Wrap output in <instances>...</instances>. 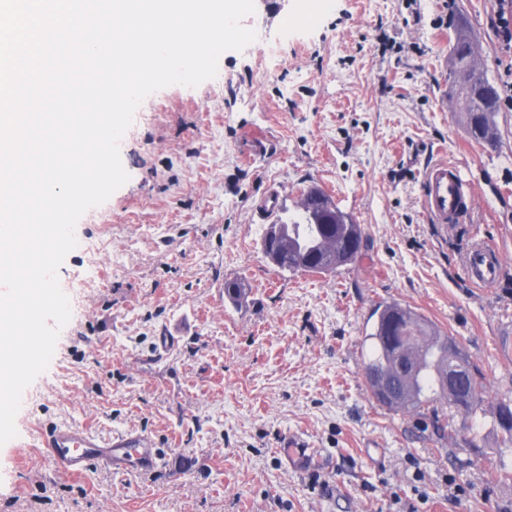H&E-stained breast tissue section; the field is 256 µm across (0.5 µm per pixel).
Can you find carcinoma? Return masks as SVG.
<instances>
[{"label":"carcinoma","mask_w":512,"mask_h":512,"mask_svg":"<svg viewBox=\"0 0 512 512\" xmlns=\"http://www.w3.org/2000/svg\"><path fill=\"white\" fill-rule=\"evenodd\" d=\"M475 48L462 31L455 34L451 56L456 66L454 77L457 92L466 103L468 134L478 144L493 145L496 115L500 109L496 85L484 70L475 67ZM307 203L286 215L281 234L274 248L283 257L278 265L293 274H325L352 263L361 254L364 228L352 215L343 211L321 189L311 187L304 191ZM373 322L365 340L370 342V353L363 369L367 386L376 402L388 409L419 412L432 409L433 433L442 432L434 405L446 403L454 411L465 408V419L476 420L485 401L482 378L469 368L465 387L477 395L467 404L461 397L445 388L442 372L448 359V341L431 321L417 311L392 302L380 304L372 312ZM410 343L420 348L415 371L400 377L395 370L396 348ZM395 380V390L386 391L381 380ZM494 427L500 429L503 443L512 447V403L501 402L493 417Z\"/></svg>","instance_id":"obj_1"}]
</instances>
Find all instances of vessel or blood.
<instances>
[{
  "mask_svg": "<svg viewBox=\"0 0 512 512\" xmlns=\"http://www.w3.org/2000/svg\"><path fill=\"white\" fill-rule=\"evenodd\" d=\"M420 188L422 207L435 224L454 223L474 194L472 183L455 165L445 161L426 167ZM500 267L499 250L481 242L470 249L465 274L472 284L488 287L497 281ZM42 443L57 467L72 476L81 475L86 463L93 459L117 470L132 467L144 475L162 464L151 441L140 434L125 433L104 441L86 428L54 423L43 429Z\"/></svg>",
  "mask_w": 512,
  "mask_h": 512,
  "instance_id": "b4317fda",
  "label": "vessel or blood"
}]
</instances>
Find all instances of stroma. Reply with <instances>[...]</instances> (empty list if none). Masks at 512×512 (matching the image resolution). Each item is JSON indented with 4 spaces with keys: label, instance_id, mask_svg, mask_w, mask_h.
<instances>
[{
    "label": "stroma",
    "instance_id": "stroma-1",
    "mask_svg": "<svg viewBox=\"0 0 512 512\" xmlns=\"http://www.w3.org/2000/svg\"><path fill=\"white\" fill-rule=\"evenodd\" d=\"M498 0H255L244 20L266 36L224 52L215 78L149 95L148 118L120 142L129 181L75 227L61 284L85 278L80 307L45 372L24 391L17 435L0 446V512H512V447L491 424L512 400V112L498 142L471 140L451 89V26L463 20L476 64L500 80L507 58L490 20ZM455 164L475 186L468 218L429 223L428 165ZM324 189L362 224L358 259L333 273L278 271L261 251L278 192L295 209ZM504 256L498 281L470 287L474 241ZM241 279L246 295L224 296ZM397 302L465 351L486 387L476 430L445 414L382 407L362 361L367 320ZM67 422L100 438L139 433L164 461L153 476L91 461L56 467L39 438ZM302 437L317 460L289 464ZM454 484H447V477ZM461 495H454L453 486Z\"/></svg>",
    "mask_w": 512,
    "mask_h": 512
}]
</instances>
